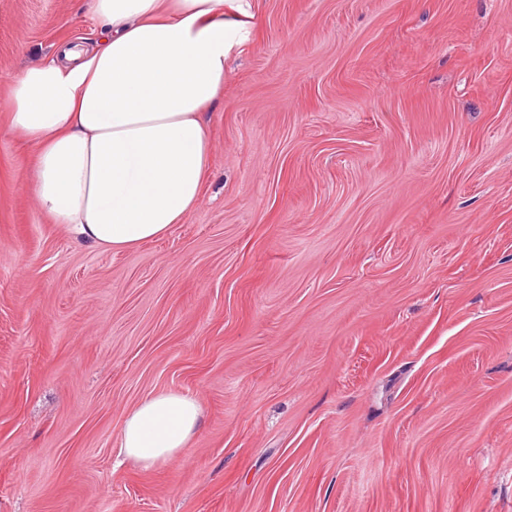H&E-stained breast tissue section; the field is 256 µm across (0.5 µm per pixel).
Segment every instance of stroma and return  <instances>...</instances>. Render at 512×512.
<instances>
[{
    "instance_id": "stroma-1",
    "label": "stroma",
    "mask_w": 512,
    "mask_h": 512,
    "mask_svg": "<svg viewBox=\"0 0 512 512\" xmlns=\"http://www.w3.org/2000/svg\"><path fill=\"white\" fill-rule=\"evenodd\" d=\"M202 196L124 252L36 207L0 0V512H512V0H246ZM202 406L154 469L145 396ZM198 400L179 392L151 393L125 415L117 433L120 454L144 470L180 455L200 425Z\"/></svg>"
}]
</instances>
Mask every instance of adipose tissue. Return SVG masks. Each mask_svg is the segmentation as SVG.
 <instances>
[{
	"label": "adipose tissue",
	"instance_id": "obj_1",
	"mask_svg": "<svg viewBox=\"0 0 512 512\" xmlns=\"http://www.w3.org/2000/svg\"><path fill=\"white\" fill-rule=\"evenodd\" d=\"M95 43L68 42L9 82V129L34 149L29 190L80 243L131 250L197 203L210 165L206 115L225 62L252 28L241 0H90ZM192 396L149 394L117 433L145 470L180 455L200 425Z\"/></svg>",
	"mask_w": 512,
	"mask_h": 512
}]
</instances>
